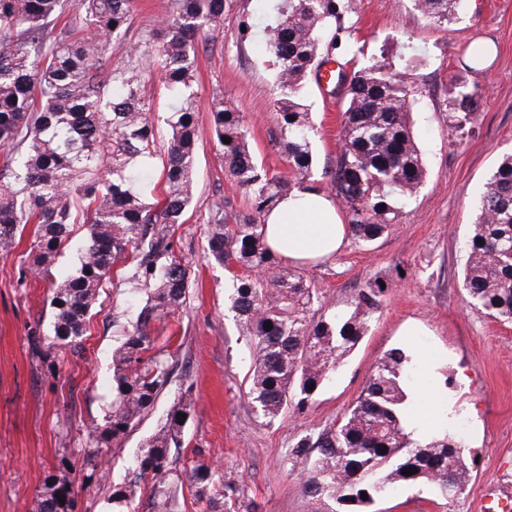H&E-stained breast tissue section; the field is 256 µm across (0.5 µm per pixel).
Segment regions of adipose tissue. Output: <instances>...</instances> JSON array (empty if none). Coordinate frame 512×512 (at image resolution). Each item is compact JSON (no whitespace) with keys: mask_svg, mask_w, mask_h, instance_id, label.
I'll use <instances>...</instances> for the list:
<instances>
[{"mask_svg":"<svg viewBox=\"0 0 512 512\" xmlns=\"http://www.w3.org/2000/svg\"><path fill=\"white\" fill-rule=\"evenodd\" d=\"M348 232L335 201L315 190L295 191L282 197L263 226L269 248L278 256L301 264L336 253Z\"/></svg>","mask_w":512,"mask_h":512,"instance_id":"ef3b65f1","label":"adipose tissue"}]
</instances>
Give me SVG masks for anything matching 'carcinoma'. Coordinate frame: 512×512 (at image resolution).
I'll list each match as a JSON object with an SVG mask.
<instances>
[{
	"label": "carcinoma",
	"instance_id": "obj_1",
	"mask_svg": "<svg viewBox=\"0 0 512 512\" xmlns=\"http://www.w3.org/2000/svg\"><path fill=\"white\" fill-rule=\"evenodd\" d=\"M340 0H277L275 21L265 30V52L276 71L274 112L280 143L293 178L267 170L250 150L241 112L213 103L209 132L229 179L251 199V213L227 222L218 196L207 225L208 258L233 274L231 308L254 345L247 395L271 422L286 410L301 411L330 381L367 331L381 288L358 293L353 310L328 319L310 314L317 297L282 265L266 244L261 217L289 194L292 180L312 175L315 127L303 88L318 69L327 33L330 48L345 30ZM464 0H413L414 9L438 26L457 19ZM95 28L94 39L55 31L69 7ZM131 0H0V250L15 247L28 224L40 227L31 249L42 276L82 213L89 233L76 272L53 289V337L31 336L33 357L75 348L87 333L98 289L113 266L137 259L132 278L155 285L133 311L125 340L112 354L116 395L112 411L93 425L84 449V479L99 474L112 441L127 433L170 382L167 361L150 350L151 324L175 313L186 299L190 270L175 255L172 228L195 197L194 170L201 136L194 88L198 38L224 15V0H170L149 35L126 49V64L112 66L111 39L127 31ZM400 68L377 60L353 71L343 97L342 145L330 171V187L350 214L352 236L381 237L410 204L426 177L410 116L422 96ZM175 104L165 124L170 136L158 150V128L149 76ZM479 96L461 91L449 101L448 129L459 133L475 119ZM230 138L225 143L222 138ZM161 158L162 197L149 201L144 181ZM462 284L470 303L491 318L512 322V155L504 156L480 197L468 237ZM272 329L266 330V323ZM412 357L393 348L368 377L356 403L331 429L300 438L295 454L306 459L304 489L315 512H364L397 483L430 485L454 497L469 484L471 469L449 428L427 442L414 439L406 402L412 393ZM194 401L186 389L151 440L138 450L128 479L112 485V503L150 487L155 512H175L172 486L187 487L199 501L224 498L216 469L197 461L172 467ZM415 474L406 476L403 469ZM367 497H361V494ZM65 497L60 503L58 497ZM77 500L64 478L48 477L34 512H75Z\"/></svg>",
	"mask_w": 512,
	"mask_h": 512
}]
</instances>
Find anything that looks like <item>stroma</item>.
Instances as JSON below:
<instances>
[{
    "label": "stroma",
    "instance_id": "1",
    "mask_svg": "<svg viewBox=\"0 0 512 512\" xmlns=\"http://www.w3.org/2000/svg\"><path fill=\"white\" fill-rule=\"evenodd\" d=\"M168 2L133 0L124 39L108 47L113 64H124L127 44L155 28ZM351 6V32L332 52L347 70L383 57L395 63L405 53L418 60L410 79L422 95L412 119L427 176L376 241L364 245L347 237L332 257L294 270L316 292L318 316L345 312L361 290L378 287L368 333L303 413L288 410L271 423L256 413L245 394L251 343L230 307L234 280L206 257L216 188L224 190L228 218L249 213L251 201L229 180L212 137L204 136L196 196L173 235L174 252L191 270L186 301L151 333L154 351L169 363L170 382L137 426L107 450L98 482H84L78 450L112 408V351L123 340L133 265L114 266L90 310L86 336L75 349L57 351L49 369L32 358L29 339L50 331L52 290L76 269L87 226L71 225L48 279L31 269L34 225L26 226L15 249L0 252V512H32L45 479L56 474L73 485L80 512H114L113 483L124 479L133 455L185 387L195 406L173 451L177 468L200 459L214 464L225 500L253 503L256 512H311L295 443L335 424L394 347L411 349L422 370L417 414L446 413L452 423H464L472 479L452 500L426 485H398L369 512H512V323L470 304L461 277L474 207L498 161L512 153V0H466L449 30L423 17L411 0H351ZM274 18L270 0H225L222 20L198 41L195 90L201 126L209 124L213 99L223 97L243 115L259 163L284 175L275 71L263 52L264 31ZM478 43L488 55L466 68ZM455 78L479 95L474 121L456 135L446 112ZM305 92L317 127L307 185L326 194V173L340 147L341 94L325 92L312 79ZM410 324L418 335H405Z\"/></svg>",
    "mask_w": 512,
    "mask_h": 512
}]
</instances>
